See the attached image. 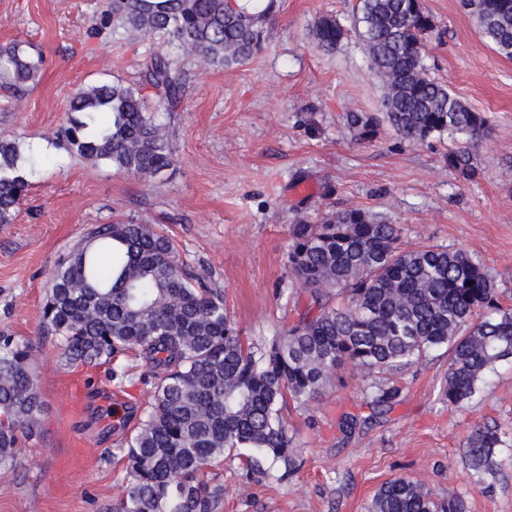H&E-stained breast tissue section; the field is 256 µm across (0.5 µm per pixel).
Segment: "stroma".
Masks as SVG:
<instances>
[{
  "mask_svg": "<svg viewBox=\"0 0 512 512\" xmlns=\"http://www.w3.org/2000/svg\"><path fill=\"white\" fill-rule=\"evenodd\" d=\"M423 3L434 20L427 73L486 115V136L419 143L384 124L358 139L347 113L379 115L383 95L364 44L351 33L322 53L312 30L325 15L352 25L359 0H279L264 47L249 61L181 59L183 97L163 115L175 162L145 181L79 157L57 133L76 90L138 85L152 45L100 28L105 0H0V48L28 44L45 59L21 99L0 93V142L45 159L11 223L0 224V331L36 341L51 270L93 227L116 218L169 235L176 261L223 295L242 336L256 343L286 330L308 304L289 275V225L341 209L386 214L402 246L467 252L512 308V59L481 36L462 0ZM462 147L478 170L470 181L448 166ZM35 357L40 434L24 443L15 467L0 468V512H112L130 479L123 448L150 402L151 379L131 356L121 358L126 375L116 380L108 365H61L50 342ZM447 369L443 347L398 374H378L399 388V401L349 438L337 421L363 402L366 381L355 370L332 375L318 400L284 402L301 469L258 476L246 468L249 449L226 451L205 471L224 484L223 512H366L398 475L464 496L468 512H512V452L499 455L487 491L470 485L461 461L475 426L512 434V363L499 364L489 385L458 407L439 398Z\"/></svg>",
  "mask_w": 512,
  "mask_h": 512,
  "instance_id": "obj_1",
  "label": "stroma"
}]
</instances>
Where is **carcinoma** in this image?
Listing matches in <instances>:
<instances>
[{
    "mask_svg": "<svg viewBox=\"0 0 512 512\" xmlns=\"http://www.w3.org/2000/svg\"><path fill=\"white\" fill-rule=\"evenodd\" d=\"M481 35L512 57V0H463ZM273 0H110L103 22L112 33L139 31L162 39L141 83L93 85L73 93L63 134L70 151L95 164L153 179L173 166L161 113L181 101L179 58L241 64L260 52ZM355 30L370 69L384 86L382 116L346 113L349 128L368 140L380 122L402 137L477 139L487 118L430 78L424 38L433 17L416 0H360ZM348 30L323 16L315 48L332 52ZM42 58L17 43L0 51V88L24 96ZM157 100L147 105L144 90ZM39 158L0 142V224L25 197ZM448 167L465 180L476 174L465 149L448 154ZM288 266L310 304L288 328L255 345L243 339L224 297L195 287L199 277L175 261L171 238L148 224H101L73 246L49 275L39 339L54 340L67 367L97 368L132 354L153 380L151 402L124 448L131 480L112 512H220L224 485L203 478L232 448H249L250 470L270 463L292 475L300 465L282 421V403L314 401L329 373L350 366L363 376L394 373L432 349L448 347L440 398L471 402L497 364L512 361V311L468 253L434 245L401 246L399 225L362 209L337 211L318 224L288 225ZM36 346L0 333V467L18 462L21 439L41 423L34 369ZM368 417L347 412L346 436L392 409L399 389L372 384ZM509 446L506 433L477 426L465 437L462 462L470 484L486 490ZM368 512H466L460 495L436 497L404 477L385 482Z\"/></svg>",
    "mask_w": 512,
    "mask_h": 512,
    "instance_id": "carcinoma-1",
    "label": "carcinoma"
}]
</instances>
